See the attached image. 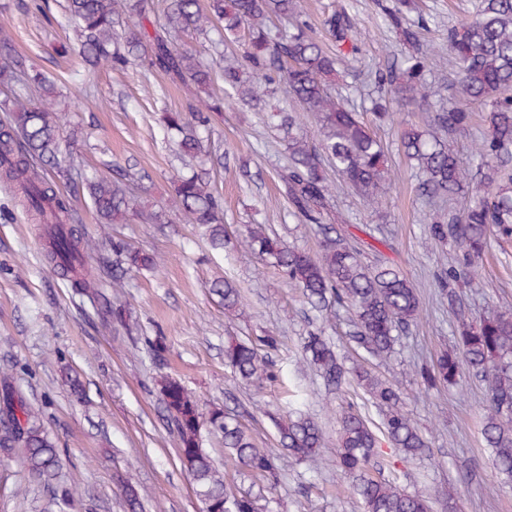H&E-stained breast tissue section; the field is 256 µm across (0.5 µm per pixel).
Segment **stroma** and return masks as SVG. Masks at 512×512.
<instances>
[{
    "mask_svg": "<svg viewBox=\"0 0 512 512\" xmlns=\"http://www.w3.org/2000/svg\"><path fill=\"white\" fill-rule=\"evenodd\" d=\"M362 32L359 50L344 63L333 86L349 98L362 120L388 151L396 179L378 207L366 205L344 183H337L334 211L354 235L374 233L373 248L362 259L396 264L416 287L422 314L396 347L394 356L371 361L372 370L404 394L405 409L429 442L422 458L397 464L398 480L408 491L430 498L431 512H444L455 495L461 512H512V480L499 475L492 451L481 435L485 388L477 379L463 386L424 391L414 373L452 346L455 313L442 300L436 276L452 254L432 247L423 217L429 209L401 151L405 124L427 129L431 113L405 107L396 123L376 120L367 96L368 71L402 58L406 49L384 23L374 0H346ZM407 20L419 31L422 46L445 51L449 24L473 16L479 0H413ZM64 0H0V30L13 39L19 56L33 69L54 77L56 107L72 113L73 129L84 140V165L111 175L112 165L131 168L143 181L142 206L165 203L184 167L167 135L162 116L189 112L194 88L137 65L118 72L107 67L89 74L87 86L70 76L62 46L75 35L63 10ZM212 141L224 164L212 175L224 198L228 238L215 250L193 225L170 213L166 224H100L90 202H80L89 237L120 239L155 253L163 262L153 273L127 275L106 291L112 305L132 315L133 329L105 322L93 302L59 276L48 263L47 228L30 223L13 190L0 182V370L12 373L24 399L43 412L56 441L62 468L59 483H73L66 512H125L118 476L138 488L143 512H200L192 477L178 459L177 434L164 416L154 377L158 369L177 378L200 401L203 411L229 406L242 416L259 447L277 444L275 418L295 408L335 434L345 402H354L370 418L378 413L361 388L327 393L322 379L302 359L300 341L324 327L339 353L358 355L347 343L351 311L341 308L322 322L304 304L298 290L263 257L243 255L244 225L264 224L288 244L317 253L318 238L295 217L279 174L286 144L267 111L244 112L225 105L213 114ZM479 283L467 289V312L483 318L495 306L512 304V242L492 244L478 265ZM225 277L242 291L246 315L228 319L211 291ZM278 336L269 351L277 378L262 388L238 385L224 363L228 337ZM166 351L156 356L155 338ZM80 391H73V382ZM0 512H42L50 496L47 484L32 478L20 459L0 463ZM278 512H361L328 459L286 462L271 491Z\"/></svg>",
    "mask_w": 512,
    "mask_h": 512,
    "instance_id": "obj_1",
    "label": "stroma"
}]
</instances>
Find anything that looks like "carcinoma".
I'll list each match as a JSON object with an SVG mask.
<instances>
[{
  "label": "carcinoma",
  "mask_w": 512,
  "mask_h": 512,
  "mask_svg": "<svg viewBox=\"0 0 512 512\" xmlns=\"http://www.w3.org/2000/svg\"><path fill=\"white\" fill-rule=\"evenodd\" d=\"M377 5L412 52L405 67L388 66L376 73L379 95L371 98L376 118L392 117L393 105L433 109V136L410 125L401 139L404 157L416 168L419 191L428 200L446 202L475 183L462 211L424 217L429 240L455 249L436 282L440 295L458 312L455 346L431 364H422L418 374L428 389L457 385L468 375L484 383L481 434L492 450L494 467L512 477V307L500 306L477 324L462 308L463 289L475 283L477 260L491 239L512 240V0H481L475 18L448 26L446 58L420 50L417 32L405 22L396 0H377ZM65 11L79 38L71 48L74 75L97 66L123 70L146 63L207 91V98L199 99L189 115L170 112L166 117L168 127L179 134L180 155L191 159L213 154L202 132L210 124V113L224 109V100L213 99L209 92L216 78L213 67L197 51L176 43L173 34L216 33L211 44L222 60L224 41L245 33L241 62L221 67L225 96L235 104L254 106L285 88L291 104L276 112L278 127L288 140V165L280 177L294 215L314 226L320 242L312 255L286 245L264 224H247L241 234L244 253L269 258L323 318L338 307L351 310L349 343L373 358L390 357L399 336L420 316L416 289L396 266L364 264L365 242L352 236L347 226L327 223L333 185L326 167H334L370 206L379 204L383 187L391 182L381 144L348 100L329 90L336 66L358 49V32L345 8L333 10L324 21L336 39L334 53L324 50L299 20V0H208L205 5L201 0H170L165 23L151 34L144 26L151 12L149 0H66ZM275 19L288 24V30H272L270 22ZM446 61L455 68L454 82L445 87L428 81L426 71ZM1 84L26 88L34 84L37 90L34 95L15 92L0 100V112L7 114L0 124V177L17 187L35 220L50 225L48 262L92 300L100 301L102 281L88 266L98 244L82 232L75 193L86 192L101 224L131 218L142 224H165L166 210L138 207L134 174L126 169L112 179L88 172L78 161L83 150L79 140L61 147L60 131L68 115L54 107V85L31 74L22 57L13 54L11 37L2 30ZM446 89L453 95L444 106L438 100ZM473 104L485 107L489 127L473 144L478 180L452 149L471 122ZM62 184L73 194H63ZM169 207L181 214L184 223L196 225L211 248H224V203L211 186L207 169L180 176ZM157 266L156 255L112 241V282L119 284L131 272ZM211 288L222 297L224 313L234 317L245 313L241 290L231 281H214ZM261 344L275 349L279 341L267 335L225 347V364L239 383L259 388L274 377ZM301 351L328 390L342 392L354 381L370 395L382 417L378 430L355 406L342 408L332 450L336 469L363 512H430L425 495L408 492L395 478L371 474L384 467L393 470L396 461L413 460L428 447L403 409L399 390L360 364L347 365L320 328L303 338ZM155 384L177 433L180 464L211 512H272L268 493L278 471L274 450L259 447L236 416L219 409L211 412L209 423L221 437L225 455L235 461L239 474L252 478L248 488H241L224 477L202 448V414L194 396L167 373L156 377ZM15 400L23 420L0 422V454H20L31 475L51 481L61 463L59 448L49 437L40 410L24 400L11 374L1 371L0 408H9ZM277 431L279 445L290 459L320 456L328 446L322 426L301 414H289L277 423ZM382 437L393 449L389 458L379 451ZM122 487L129 512H141L135 485L126 479ZM72 495V488L60 487L51 501L55 512H65Z\"/></svg>",
  "instance_id": "1"
}]
</instances>
